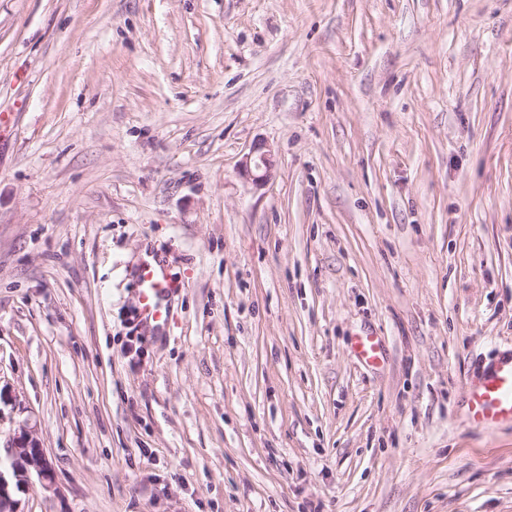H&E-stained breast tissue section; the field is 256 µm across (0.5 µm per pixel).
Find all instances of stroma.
<instances>
[{
  "instance_id": "1",
  "label": "stroma",
  "mask_w": 512,
  "mask_h": 512,
  "mask_svg": "<svg viewBox=\"0 0 512 512\" xmlns=\"http://www.w3.org/2000/svg\"><path fill=\"white\" fill-rule=\"evenodd\" d=\"M2 112L21 512H512V0H0ZM273 166L271 150L259 144L254 147L252 153L248 154L242 163V172L252 177L255 183H264L270 176ZM147 258V257H146ZM141 264L138 271V314L145 323L163 327L167 317V298L171 290V276L167 266L157 260ZM351 349L359 360L367 364L377 365L384 360L379 339L371 333L358 336L352 342ZM468 401L469 420L474 426L493 429L512 423V351L500 354L470 387ZM9 442L6 448L12 458V473L11 476L5 475L0 466V510L20 512L17 509V501L11 496L13 481L16 488H21L27 483L32 473L47 483H51L53 477L35 429L27 424L22 425L19 433Z\"/></svg>"
}]
</instances>
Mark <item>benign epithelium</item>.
Listing matches in <instances>:
<instances>
[{"mask_svg": "<svg viewBox=\"0 0 512 512\" xmlns=\"http://www.w3.org/2000/svg\"><path fill=\"white\" fill-rule=\"evenodd\" d=\"M273 166L271 150L263 145L253 148L242 163V172L255 183H264L270 176ZM12 458L11 475L0 470V512H19L17 501L12 499L11 487H22L31 474L41 480L52 482V473L46 461L44 448L37 437L36 430L23 425L19 433L7 445Z\"/></svg>", "mask_w": 512, "mask_h": 512, "instance_id": "7a95c632", "label": "benign epithelium"}]
</instances>
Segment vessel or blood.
<instances>
[{
	"instance_id": "vessel-or-blood-1",
	"label": "vessel or blood",
	"mask_w": 512,
	"mask_h": 512,
	"mask_svg": "<svg viewBox=\"0 0 512 512\" xmlns=\"http://www.w3.org/2000/svg\"><path fill=\"white\" fill-rule=\"evenodd\" d=\"M171 284L170 273L163 262L151 260L141 264L137 308L145 323L164 326ZM351 349L359 360L371 365L384 359L378 338L370 333L358 336ZM468 401L469 420L474 426L492 429L512 423V353L500 354L494 360L482 378L470 387Z\"/></svg>"
}]
</instances>
